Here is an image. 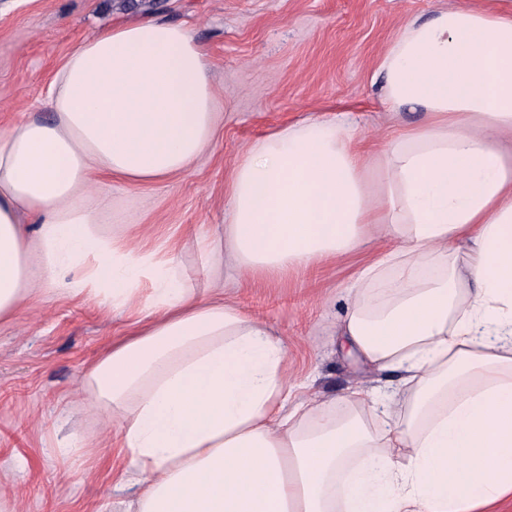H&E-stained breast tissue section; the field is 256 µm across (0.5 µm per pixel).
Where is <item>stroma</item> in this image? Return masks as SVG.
<instances>
[{
	"instance_id": "1",
	"label": "stroma",
	"mask_w": 512,
	"mask_h": 512,
	"mask_svg": "<svg viewBox=\"0 0 512 512\" xmlns=\"http://www.w3.org/2000/svg\"><path fill=\"white\" fill-rule=\"evenodd\" d=\"M512 12V0H0V125L24 118L46 94L64 56L115 21L147 16L186 23L204 47L224 121L193 167L162 183L112 184L106 223L162 238L223 223L225 186L257 138L301 118L355 112L376 149L390 121L374 64L406 21L451 6ZM373 257L354 252L288 275L224 270V298L274 328L288 372L319 401L360 385L396 383L342 349L343 291ZM131 331L127 314L50 295L0 321V512H111L125 466L115 428L83 391L87 368ZM85 445L55 454L70 435ZM24 469H16V462Z\"/></svg>"
}]
</instances>
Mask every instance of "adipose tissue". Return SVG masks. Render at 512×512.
I'll list each match as a JSON object with an SVG mask.
<instances>
[{"mask_svg":"<svg viewBox=\"0 0 512 512\" xmlns=\"http://www.w3.org/2000/svg\"><path fill=\"white\" fill-rule=\"evenodd\" d=\"M374 75L392 113L379 165L349 112L252 144L223 230L196 234L247 273L372 247L336 333L398 383L293 401L282 342L195 288L182 239L105 233L112 180L186 172L221 122L183 24L114 23L63 59L39 112L0 126V320L65 293L131 312L90 368L135 498L116 512H496L512 499V13L405 23Z\"/></svg>","mask_w":512,"mask_h":512,"instance_id":"obj_1","label":"adipose tissue"}]
</instances>
